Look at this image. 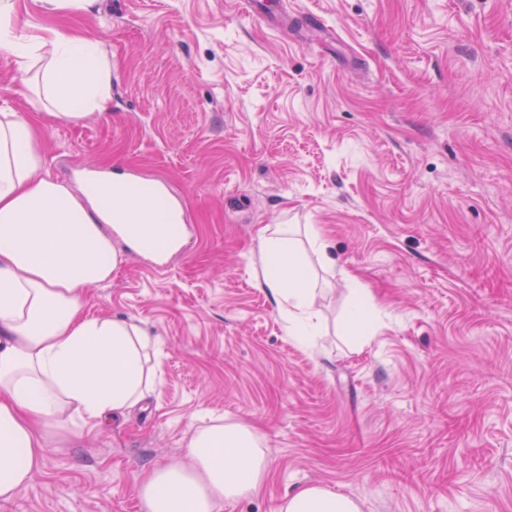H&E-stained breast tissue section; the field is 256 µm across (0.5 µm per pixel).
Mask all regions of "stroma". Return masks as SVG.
<instances>
[{
    "label": "stroma",
    "mask_w": 512,
    "mask_h": 512,
    "mask_svg": "<svg viewBox=\"0 0 512 512\" xmlns=\"http://www.w3.org/2000/svg\"><path fill=\"white\" fill-rule=\"evenodd\" d=\"M99 0L17 32L99 39L112 109L36 110L0 49V106L33 120L46 174L162 182L187 242L132 251L92 317L158 339L161 383L111 426L48 436L0 512H143L144 473L224 417L265 438L268 478L223 512L317 484L361 512H512V0ZM320 227L334 264L316 351L258 284L261 229ZM375 302L361 333L346 312Z\"/></svg>",
    "instance_id": "35a3bbf8"
}]
</instances>
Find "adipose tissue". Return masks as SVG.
Masks as SVG:
<instances>
[{"mask_svg":"<svg viewBox=\"0 0 512 512\" xmlns=\"http://www.w3.org/2000/svg\"><path fill=\"white\" fill-rule=\"evenodd\" d=\"M14 0H0V46L30 77L43 111L72 121L107 109L112 63L98 40L58 28L17 33ZM47 160L32 121L0 109V499L38 470L49 432L72 422L91 429L129 414L160 382L155 341L130 319L91 318L87 288L111 280L123 250L164 263L180 251L167 226L127 176L102 201L92 184L74 195L42 176ZM268 288L288 330L321 332L318 291L293 225L260 235ZM268 461L257 431L215 419L197 429L181 457L137 486L143 512H222L257 492ZM279 512H360L350 497L319 485L287 493Z\"/></svg>","mask_w":512,"mask_h":512,"instance_id":"adipose-tissue-1","label":"adipose tissue"}]
</instances>
